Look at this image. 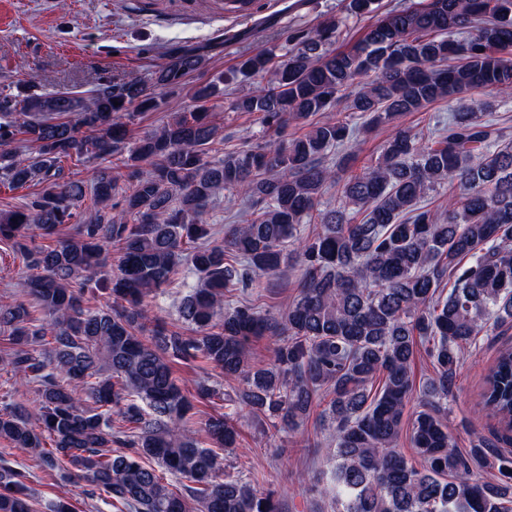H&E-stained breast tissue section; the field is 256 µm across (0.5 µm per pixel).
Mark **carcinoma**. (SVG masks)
I'll list each match as a JSON object with an SVG mask.
<instances>
[{"label":"carcinoma","instance_id":"obj_1","mask_svg":"<svg viewBox=\"0 0 512 512\" xmlns=\"http://www.w3.org/2000/svg\"><path fill=\"white\" fill-rule=\"evenodd\" d=\"M376 3L349 0L348 16L372 14ZM345 25L330 18L292 31L279 62L260 49L239 63L241 74L271 75L230 103L257 117L263 136L223 154L206 106L217 89L207 82L192 93L196 111L128 142L137 112L207 68L205 55L182 45L149 79L100 77L87 95L39 93L29 81L0 89V184L42 185L0 213V243L31 270L30 301H0L3 370L14 378L0 397V512H36L28 472L8 460L15 450L43 471L85 480L88 495L121 512H281L274 491L224 477L215 449L235 447L238 412L209 417L205 443L186 427L191 402L172 364L197 358L278 432L322 407L336 462L319 494H331L332 512H512V453H496L495 474L480 477L483 440L463 455L443 422L463 352L512 329V141L482 119L484 100L465 97H512V0H411L337 49ZM447 98L456 110L445 133L396 127L375 162L340 179L325 159L355 129L310 121L346 99L369 133ZM290 125L301 133L288 134ZM73 156L112 170L95 169L87 184L66 172ZM127 180L131 192L118 195ZM444 186V209L421 205ZM333 187L341 205L320 208ZM225 190L250 212L218 239L207 215ZM304 224L314 228L304 234ZM38 237L56 245L42 248ZM111 248L120 259L109 277ZM183 258L203 281L179 306L193 334L147 327L146 298ZM289 258L302 279L284 315L224 301ZM96 277L110 285L105 309L86 299ZM266 336L277 340L256 365L251 344ZM421 351L434 374L411 420L413 463L397 444ZM22 388L34 390V408L15 400ZM480 397L501 427L512 426L511 346L498 351ZM150 460L187 481L182 491Z\"/></svg>","mask_w":512,"mask_h":512}]
</instances>
